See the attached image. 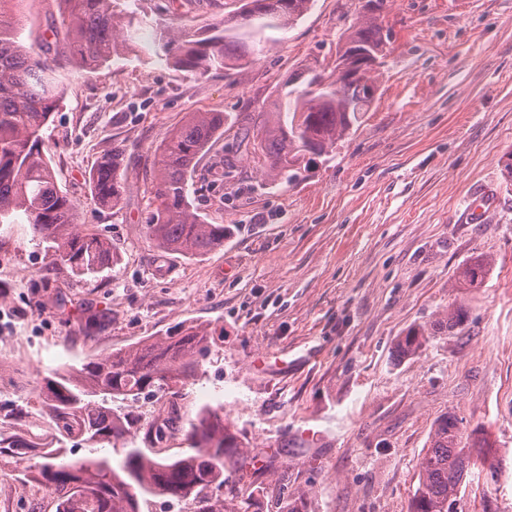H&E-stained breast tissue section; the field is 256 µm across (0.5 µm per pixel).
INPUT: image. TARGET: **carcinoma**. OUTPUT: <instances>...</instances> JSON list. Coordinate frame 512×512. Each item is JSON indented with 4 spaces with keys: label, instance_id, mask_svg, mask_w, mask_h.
<instances>
[{
    "label": "carcinoma",
    "instance_id": "1",
    "mask_svg": "<svg viewBox=\"0 0 512 512\" xmlns=\"http://www.w3.org/2000/svg\"><path fill=\"white\" fill-rule=\"evenodd\" d=\"M0 0V223L25 217L32 240L45 245L51 264L65 265L79 276H94L116 263L110 238L79 230L74 205L59 188L43 150L42 131L63 94L56 69L76 63L96 67L130 50L145 18L125 8L124 0H57L63 5L65 40L43 41L39 50L18 39ZM313 0H244L224 25L204 37L166 33L165 60L179 70L205 73L222 69L230 76L247 67L258 53L259 31L290 26L311 9ZM387 0H365L369 22L346 40L350 50L376 53L383 46L378 19ZM370 65L364 77L339 72L336 80L313 69L297 74L299 86L274 103L273 121H262L246 144L263 159L269 175L293 179L306 157H322L336 141L349 136L372 102ZM222 112H191L155 149L149 215L145 234L159 251L202 256L222 246L229 230L211 224L193 205L188 173L224 135ZM126 149L112 147L89 173L97 205L116 208L125 191ZM489 261L481 258L460 271L462 282H483ZM465 322L461 309H450L438 326L450 332ZM429 338L413 328L396 344L408 356ZM212 333L202 325L180 326L164 336L139 342L81 366L56 369L43 379L41 412L54 424L48 440L25 438L0 428V461L23 448H36V461L22 479L46 491L55 512H140V501L167 496L188 501L190 512H226L224 497L234 496L247 474L238 432L224 422V409L204 406L186 419L179 403L181 388L194 378L210 352ZM143 393L167 398L165 419L181 434L186 448L175 459H156L146 449L164 429L139 424L114 409L117 400ZM78 438L89 455L72 457L68 442ZM109 446L120 458L99 454ZM471 469L457 419L446 413L436 420L419 461V484L409 512H457L458 494Z\"/></svg>",
    "mask_w": 512,
    "mask_h": 512
}]
</instances>
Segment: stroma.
<instances>
[{
  "mask_svg": "<svg viewBox=\"0 0 512 512\" xmlns=\"http://www.w3.org/2000/svg\"><path fill=\"white\" fill-rule=\"evenodd\" d=\"M361 5L315 0L292 27L264 29L254 62L228 78L176 70L159 34L204 35L238 0H127L147 18L135 48L59 70L64 93L42 133L77 223L107 235L119 261L94 278L52 267L46 289L49 261L25 221L0 225V376L32 399L52 370L198 323L214 340L182 402L192 414L223 406L255 463L228 512H280L299 497L309 512H408L445 413L473 461L458 512L488 499L512 512V0H389L376 95L351 135L291 181L239 146L293 74L335 76L329 61ZM13 20L32 48L62 24L55 0H19ZM191 112L228 117L190 184L229 234L209 255L161 264L143 228L149 164ZM118 144L126 191L104 209L87 176ZM228 157L235 170L211 182ZM482 257V284L459 281ZM457 307L463 328L436 329ZM92 311L103 319L89 332ZM414 327L429 339L398 355ZM304 428L331 435L304 443Z\"/></svg>",
  "mask_w": 512,
  "mask_h": 512,
  "instance_id": "1",
  "label": "stroma"
}]
</instances>
